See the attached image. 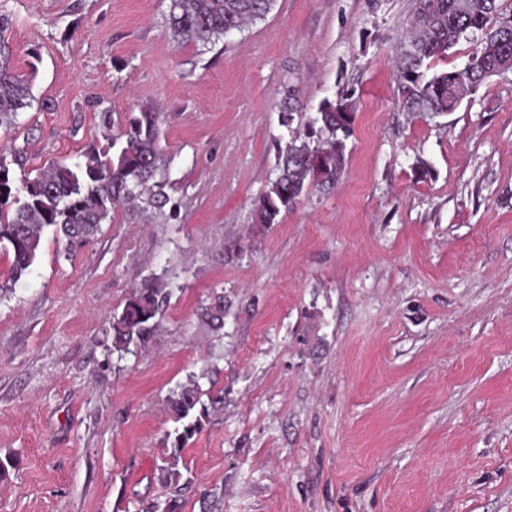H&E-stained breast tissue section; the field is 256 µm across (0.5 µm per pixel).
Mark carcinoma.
<instances>
[{"label": "carcinoma", "mask_w": 512, "mask_h": 512, "mask_svg": "<svg viewBox=\"0 0 512 512\" xmlns=\"http://www.w3.org/2000/svg\"><path fill=\"white\" fill-rule=\"evenodd\" d=\"M275 0H171L169 24L178 38L216 42L264 19ZM503 0H417L409 20L411 35L399 48L397 101L408 112L442 115L457 109L458 91L483 85L485 72L502 58L512 60V32L498 35L491 53L480 49L465 66L430 72L431 62L476 31L483 32L501 14ZM9 47L0 42V127L33 107L35 97L24 76L9 66ZM345 102L326 101L308 121L304 136H295L278 155L276 175L254 204L257 224H277L310 186L328 191L347 163L346 141L353 113ZM160 113L143 108L123 133L115 155L84 154L85 161L55 162L24 182L25 196L12 194L6 159L0 157V249L12 254L8 276L0 274V299L13 292L30 271L44 229L53 228L66 246H76L99 230L115 206L134 200L159 169ZM172 289L158 277L145 280L112 316V353L121 357L144 347L155 333ZM224 295L214 293L200 308V318L215 330L224 327ZM199 383L189 380L173 390L169 409L182 428L167 435L170 457L203 428L209 411L224 404L220 395L203 402Z\"/></svg>", "instance_id": "carcinoma-1"}]
</instances>
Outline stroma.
<instances>
[{"label":"stroma","instance_id":"obj_1","mask_svg":"<svg viewBox=\"0 0 512 512\" xmlns=\"http://www.w3.org/2000/svg\"><path fill=\"white\" fill-rule=\"evenodd\" d=\"M414 7L276 0L203 44L173 36L170 0H0L36 98L0 128L14 188L112 154L150 106L168 198L71 249L44 232L0 301V512H512V71L455 112L403 111ZM343 97L336 188L254 224L280 148ZM152 275L170 302L117 358L112 316ZM191 376L224 404L173 460L167 398ZM224 314V295L213 292L206 303L201 306L199 316L214 330H220L224 327Z\"/></svg>","mask_w":512,"mask_h":512}]
</instances>
